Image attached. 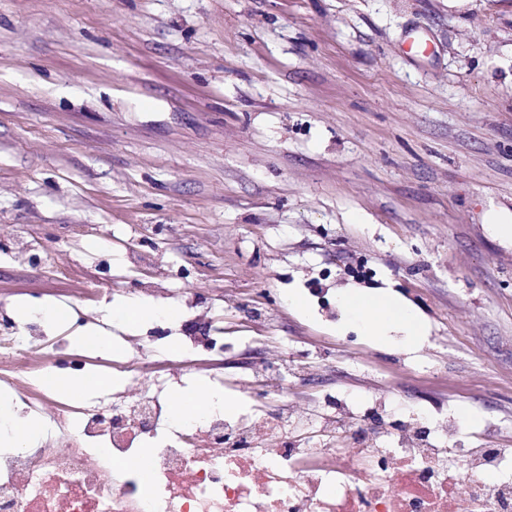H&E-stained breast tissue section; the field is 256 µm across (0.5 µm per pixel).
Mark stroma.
<instances>
[{"mask_svg": "<svg viewBox=\"0 0 512 512\" xmlns=\"http://www.w3.org/2000/svg\"><path fill=\"white\" fill-rule=\"evenodd\" d=\"M512 0H0V300L87 327L136 280L512 448ZM49 240L69 277L32 270ZM409 306L380 338L327 289ZM303 307H294L291 296Z\"/></svg>", "mask_w": 512, "mask_h": 512, "instance_id": "obj_1", "label": "stroma"}]
</instances>
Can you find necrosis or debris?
Segmentation results:
<instances>
[{
	"instance_id": "necrosis-or-debris-1",
	"label": "necrosis or debris",
	"mask_w": 512,
	"mask_h": 512,
	"mask_svg": "<svg viewBox=\"0 0 512 512\" xmlns=\"http://www.w3.org/2000/svg\"><path fill=\"white\" fill-rule=\"evenodd\" d=\"M133 294L159 311L177 299L188 322L176 349L116 352L112 376L124 387L95 401H62L55 360L34 359L41 317L22 335H0V372L15 405L57 435L53 446L0 449V512H512L504 475L512 455L473 448L449 475L456 425L435 441L420 423L384 428L374 408L365 424L350 425L344 399L315 418L290 415L278 398L285 352L258 355V385L236 389L244 413L208 406L178 418L171 385L209 375L205 357L219 339L202 331L206 314L192 298L154 282ZM452 481L466 494L450 493Z\"/></svg>"
}]
</instances>
